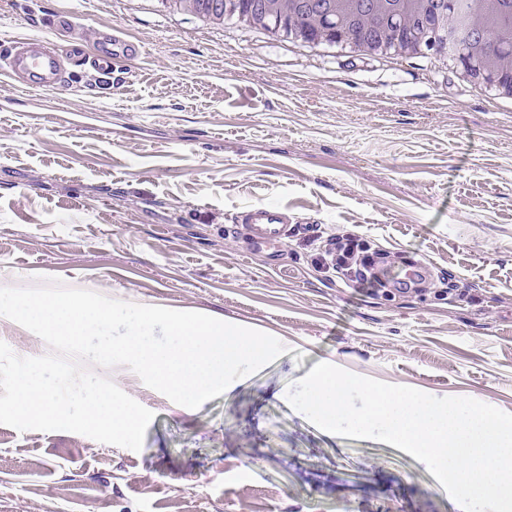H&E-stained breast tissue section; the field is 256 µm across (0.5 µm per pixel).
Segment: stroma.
I'll return each mask as SVG.
<instances>
[{
    "mask_svg": "<svg viewBox=\"0 0 512 512\" xmlns=\"http://www.w3.org/2000/svg\"><path fill=\"white\" fill-rule=\"evenodd\" d=\"M74 14V32L47 22ZM143 48L120 83L74 68L59 95L0 74V283L66 285L287 341L189 409L130 369L140 451L0 425V512H462L426 466L339 437L286 400L320 362L512 413V106L437 52L311 50L202 25L156 0H0V43ZM250 206L314 224L277 260L235 227ZM365 237L421 291L373 294L318 262Z\"/></svg>",
    "mask_w": 512,
    "mask_h": 512,
    "instance_id": "obj_1",
    "label": "stroma"
}]
</instances>
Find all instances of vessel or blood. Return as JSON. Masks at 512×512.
Here are the masks:
<instances>
[{
  "instance_id": "vessel-or-blood-1",
  "label": "vessel or blood",
  "mask_w": 512,
  "mask_h": 512,
  "mask_svg": "<svg viewBox=\"0 0 512 512\" xmlns=\"http://www.w3.org/2000/svg\"><path fill=\"white\" fill-rule=\"evenodd\" d=\"M142 48L122 33L107 34L94 56H86L79 43L61 50L54 42L42 37L11 41L0 47V73L27 90L52 93L67 82L70 66L90 65L99 73L121 72L123 62L140 56ZM251 245L257 249L276 248L288 237L308 232L303 221H291L287 212L269 206L247 208L236 217Z\"/></svg>"
}]
</instances>
